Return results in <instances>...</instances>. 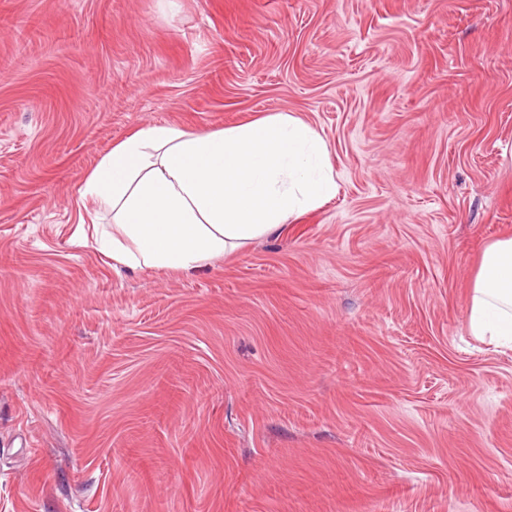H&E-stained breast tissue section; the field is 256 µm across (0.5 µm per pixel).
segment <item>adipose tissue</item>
<instances>
[{
	"label": "adipose tissue",
	"instance_id": "1",
	"mask_svg": "<svg viewBox=\"0 0 512 512\" xmlns=\"http://www.w3.org/2000/svg\"><path fill=\"white\" fill-rule=\"evenodd\" d=\"M338 190L327 144L276 112L221 130L154 125L114 143L81 190L111 229L99 250L139 269L190 271L246 247ZM474 335L512 346V237L486 246L470 298Z\"/></svg>",
	"mask_w": 512,
	"mask_h": 512
}]
</instances>
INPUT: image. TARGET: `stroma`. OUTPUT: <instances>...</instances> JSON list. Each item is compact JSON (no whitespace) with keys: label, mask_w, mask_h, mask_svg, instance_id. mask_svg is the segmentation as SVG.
Wrapping results in <instances>:
<instances>
[{"label":"stroma","mask_w":512,"mask_h":512,"mask_svg":"<svg viewBox=\"0 0 512 512\" xmlns=\"http://www.w3.org/2000/svg\"><path fill=\"white\" fill-rule=\"evenodd\" d=\"M289 112L335 197L187 272L77 241L113 144ZM512 0H0V512H512ZM472 288L469 324L473 334L512 346V237L486 246Z\"/></svg>","instance_id":"stroma-1"}]
</instances>
